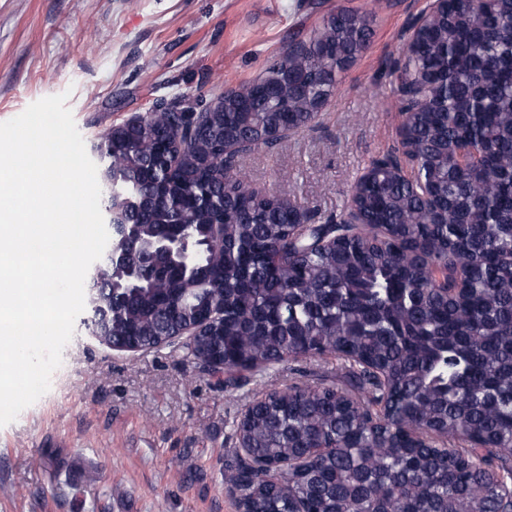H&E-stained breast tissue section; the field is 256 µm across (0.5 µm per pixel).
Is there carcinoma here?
Masks as SVG:
<instances>
[{
    "label": "carcinoma",
    "mask_w": 512,
    "mask_h": 512,
    "mask_svg": "<svg viewBox=\"0 0 512 512\" xmlns=\"http://www.w3.org/2000/svg\"><path fill=\"white\" fill-rule=\"evenodd\" d=\"M368 35L364 17L330 18L291 43L302 85L259 91L248 112L225 97L183 140L174 168L169 145L183 112H147L95 143L105 216L117 206L134 217L143 244L183 224L224 264L198 270L161 257L134 287L112 267L116 232L88 276L84 324L103 345L146 350L221 310L188 354L222 366L229 384L241 365L301 356L357 367L366 402L295 386L239 422L247 448L225 482L245 512H492L499 488L484 475L489 461L475 463L464 446L408 448L404 433L484 439L502 480L512 479V0H448L426 27L408 67L430 85V105L403 128L417 174L372 164L350 193L365 223L336 246H318V227L296 231L293 203L252 193L220 154L244 131L286 127L290 116L311 123ZM460 140L479 149L478 161L453 160ZM381 226L393 238L378 247ZM458 267L466 291L453 298L434 276ZM250 460L279 466V480L251 471Z\"/></svg>",
    "instance_id": "cac0c4a2"
}]
</instances>
